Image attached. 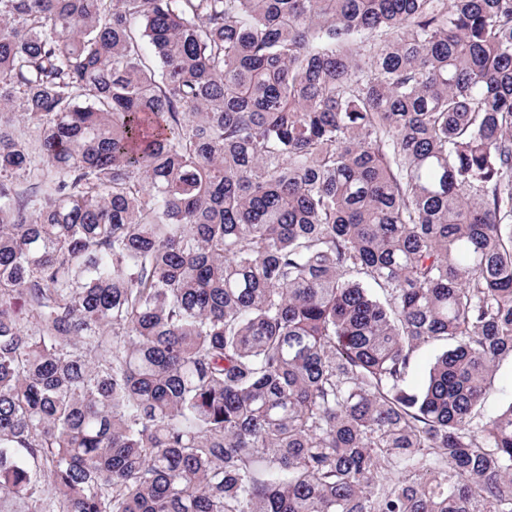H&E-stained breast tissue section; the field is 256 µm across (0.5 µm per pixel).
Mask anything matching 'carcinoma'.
I'll list each match as a JSON object with an SVG mask.
<instances>
[{
  "mask_svg": "<svg viewBox=\"0 0 512 512\" xmlns=\"http://www.w3.org/2000/svg\"><path fill=\"white\" fill-rule=\"evenodd\" d=\"M505 356L512 0H0V512H512ZM512 396V358L504 357L500 360L496 382L485 396L484 409L487 413L496 411L502 404Z\"/></svg>",
  "mask_w": 512,
  "mask_h": 512,
  "instance_id": "obj_1",
  "label": "carcinoma"
}]
</instances>
